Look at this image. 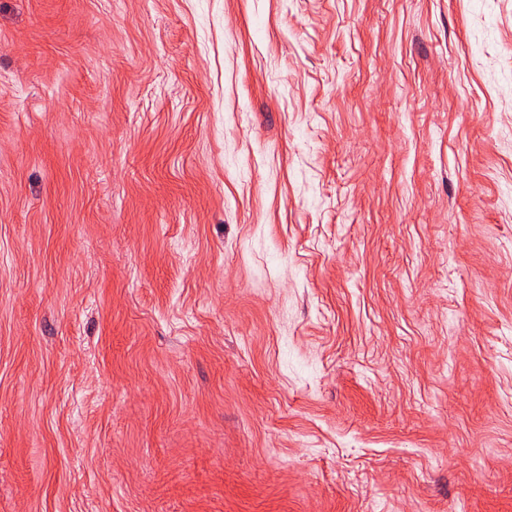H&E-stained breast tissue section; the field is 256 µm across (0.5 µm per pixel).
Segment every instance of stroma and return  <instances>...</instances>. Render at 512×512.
<instances>
[{
  "instance_id": "35a3bbf8",
  "label": "stroma",
  "mask_w": 512,
  "mask_h": 512,
  "mask_svg": "<svg viewBox=\"0 0 512 512\" xmlns=\"http://www.w3.org/2000/svg\"><path fill=\"white\" fill-rule=\"evenodd\" d=\"M0 512H512V0H0Z\"/></svg>"
}]
</instances>
